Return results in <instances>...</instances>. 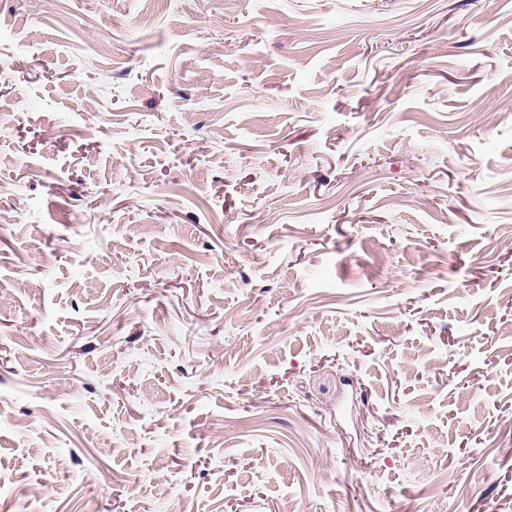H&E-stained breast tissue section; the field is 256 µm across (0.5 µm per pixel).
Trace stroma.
<instances>
[{"mask_svg": "<svg viewBox=\"0 0 512 512\" xmlns=\"http://www.w3.org/2000/svg\"><path fill=\"white\" fill-rule=\"evenodd\" d=\"M0 512H512V0H0Z\"/></svg>", "mask_w": 512, "mask_h": 512, "instance_id": "stroma-1", "label": "stroma"}]
</instances>
